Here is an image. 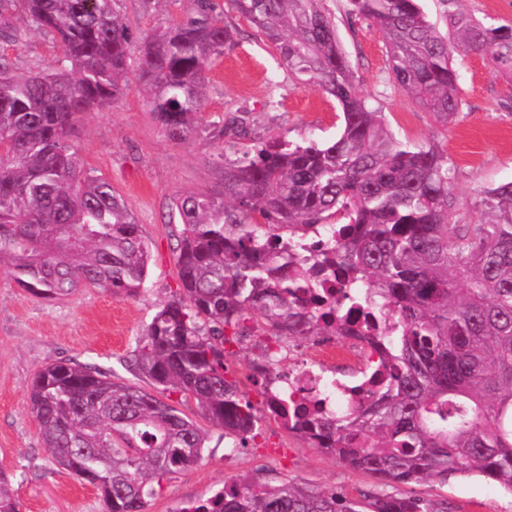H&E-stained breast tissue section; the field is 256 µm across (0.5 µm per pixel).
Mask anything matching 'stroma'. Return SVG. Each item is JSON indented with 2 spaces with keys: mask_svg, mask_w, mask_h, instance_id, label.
Returning <instances> with one entry per match:
<instances>
[{
  "mask_svg": "<svg viewBox=\"0 0 512 512\" xmlns=\"http://www.w3.org/2000/svg\"><path fill=\"white\" fill-rule=\"evenodd\" d=\"M214 2L237 36L208 73L200 136L185 143L167 138L136 67L144 40L193 14L196 0H118L116 8L131 33L127 85L109 108L83 114L71 135L85 164L112 184L142 226L151 259L138 295L118 299L83 288L50 301L20 287L0 269V472L9 477L21 512H103L97 488L59 468L43 447L30 414V383L43 365L64 359L135 381L124 362L153 315L180 286L179 222L169 210L171 199L190 191L222 192L225 160L242 157L270 136L301 143L334 138L339 130L335 101L317 87L294 81L230 0ZM324 5L335 18L358 89L384 112L397 138L442 146L454 164V188L463 212L468 220H480L479 190L512 181V114L500 108L512 86L494 77L481 57L456 58L461 111L453 124L442 127L393 85L383 39L370 23L350 16L347 0H324ZM15 24L26 35L16 44L0 38V56L19 73L56 65L61 50L54 37L29 27L25 14H18ZM232 114L244 122L247 137L219 136ZM254 356L253 350L239 349L226 358L228 377L239 381L243 394L263 413L252 447H234L222 430L209 429L200 465L164 482L147 512H180L240 475L262 485L289 479L315 492L348 496L375 486L371 475L348 469L326 449L264 414L263 386L250 372ZM394 491L448 501L454 512H512V494L480 476L415 482Z\"/></svg>",
  "mask_w": 512,
  "mask_h": 512,
  "instance_id": "obj_1",
  "label": "stroma"
}]
</instances>
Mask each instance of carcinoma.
<instances>
[{
  "instance_id": "obj_1",
  "label": "carcinoma",
  "mask_w": 512,
  "mask_h": 512,
  "mask_svg": "<svg viewBox=\"0 0 512 512\" xmlns=\"http://www.w3.org/2000/svg\"><path fill=\"white\" fill-rule=\"evenodd\" d=\"M278 64L341 109L326 142L271 137L224 161V192L176 196L179 291L155 313L130 355L153 390L69 360L44 365L30 387V413L56 465L95 485L105 512H147L162 480L203 459L205 433L169 393L248 447L260 418L225 375L227 343L242 346L258 318L278 348L291 341L376 337L373 389L343 414L298 405L287 429L385 486L445 483L475 473L512 493V182L481 192L492 216L468 222L448 155L411 146L387 127L357 88L350 58L322 0H230ZM351 15L385 40L394 83L437 123L460 109L454 58L483 57L512 80V28L487 25L447 4L446 33L418 0H349ZM21 4L33 27L62 49L50 71L18 74L0 60V267L52 301L81 288L118 298L139 293L149 249L141 225L112 184L70 142L75 121L110 106L127 77L129 29L116 0H0V37L19 42ZM212 0L146 39L138 69L167 136L197 133L207 71L234 43ZM267 220L250 221L253 214ZM337 218L338 237L317 263L364 287L372 311L324 309L284 241ZM0 512H20L0 476ZM180 512H451L448 503L367 490L357 497L308 491L289 480L257 486L237 477Z\"/></svg>"
}]
</instances>
